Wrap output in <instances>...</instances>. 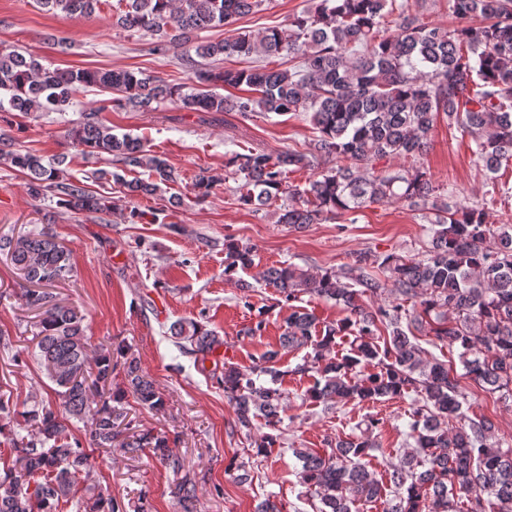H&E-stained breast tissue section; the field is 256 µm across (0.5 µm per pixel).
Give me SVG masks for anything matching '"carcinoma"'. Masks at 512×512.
Instances as JSON below:
<instances>
[{"label": "carcinoma", "instance_id": "obj_1", "mask_svg": "<svg viewBox=\"0 0 512 512\" xmlns=\"http://www.w3.org/2000/svg\"><path fill=\"white\" fill-rule=\"evenodd\" d=\"M66 17H89L100 0H38ZM265 0H118L116 25L154 39L167 51L195 33L231 27L259 10ZM456 25L442 28L407 13L397 0H319L315 9L295 15L280 27L237 33L218 43L199 44L207 59L248 58L256 53L288 57L290 66L199 69L196 87L168 85L128 69L64 70L44 67L32 55L0 49V112L24 116L66 112L78 90L96 86L121 97L106 99L69 131L78 146L115 157L110 170L94 178L123 187L130 195L154 196L175 183L179 173L166 158L137 137L112 133L97 115L112 104L154 112L165 102H180L198 112H263L309 115L320 132L309 153L283 151L236 153L226 163L242 180L239 203L258 211L288 195L296 203L277 213L276 223L302 228L329 220L355 223V215L373 204L404 202L431 214L435 225L421 258L394 253H358L339 272L313 274L293 264L271 266L259 279L277 289L292 312L280 347L312 346L301 374L315 373L304 399L313 403H374L418 391L406 437L414 451L390 465L387 482L376 479L365 463L377 447L371 416L361 434L336 441L320 453L294 448L299 478L319 497L318 512H353L358 502L385 504L384 512H512V448L503 447L494 424L470 418L462 410L460 390L450 364L423 357L408 330L429 327L435 338L459 349L466 375L490 393L512 396V225L495 228L483 210L437 203L435 188L418 168L373 171L372 162L387 156H416L426 151L440 114L448 125L472 138L475 166L485 171L492 189L497 174L512 163V0H450ZM396 31L386 28L392 15ZM220 86L245 87L243 95H223ZM336 166L302 188L287 184L288 167L316 169L328 157ZM0 164L28 179L30 195L56 199L74 213L116 209L110 199L69 177L63 161H47L0 136ZM149 171L146 180L127 179L126 171ZM222 181L203 172L194 199L203 203ZM19 277L28 284L21 297L36 312L33 356L55 385L58 402L36 401L18 411L0 393V421L19 428L10 439L11 465L0 470V512H127L121 501L101 489L77 494L91 463L90 448H110L116 440L132 455L147 448L174 476L171 494L180 512H198L196 474L173 452L163 433L140 428L125 407L128 396L157 413L166 399L142 373L125 341L91 348L85 315L57 299L55 288L74 277L73 255L46 230L0 236ZM253 247L224 240V275L251 265ZM414 301L366 309L360 296L385 290ZM333 300L349 312L336 323H320L297 305L301 297ZM167 334L194 359L198 371L216 373L232 405L235 423L251 430L264 421L266 432L254 441L265 452L280 439L285 397L275 368L278 352L242 369L208 357L223 339L195 318L172 322ZM351 336L349 349L332 355L336 337ZM124 374L126 386L112 385ZM88 428L81 439L74 422Z\"/></svg>", "mask_w": 512, "mask_h": 512}]
</instances>
